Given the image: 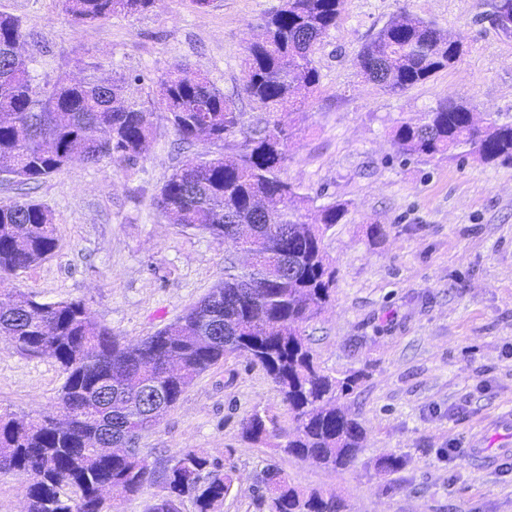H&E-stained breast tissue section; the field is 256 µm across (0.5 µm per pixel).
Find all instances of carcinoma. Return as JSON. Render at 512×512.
Here are the masks:
<instances>
[{
  "label": "carcinoma",
  "mask_w": 512,
  "mask_h": 512,
  "mask_svg": "<svg viewBox=\"0 0 512 512\" xmlns=\"http://www.w3.org/2000/svg\"><path fill=\"white\" fill-rule=\"evenodd\" d=\"M76 23L117 15L142 14L154 0H63ZM343 0H283L263 19L265 38L246 47L242 93L268 117L245 130L236 101L211 80L183 63L171 67L160 83L159 104L180 143L204 138L242 141L212 159H187L166 182L157 206L170 222L221 238L237 248L232 234L242 225L245 242L263 254L261 265L244 270L224 258V281L177 320L127 347L95 322L80 301L41 302L18 288L0 287V336L26 353L55 359L66 374L59 400L62 428L54 416L0 418V472L30 477L26 512H103L97 497L108 483L118 497L140 494L160 479L172 495L148 512H178L189 496L199 512H214L229 494L233 479L207 456L186 450L161 470L144 467L138 453L120 451L125 436L155 427L193 381L248 345L251 363L261 367L293 412L294 428L285 432L275 416L256 410L242 423L253 442L286 437L283 452L311 457L342 468L357 457L363 427L338 400L353 392L356 375L332 378L314 363L301 326L330 299L335 271L326 262L322 240L339 223L345 205L314 199L280 177L292 139L291 115L304 111L319 87L315 47L336 26ZM486 14L503 33L512 23V0H488ZM20 20L0 14V180L17 185L39 182L82 152L85 162L104 159L128 166L144 154L152 124L150 110L124 95L126 78L108 87L88 79L60 78L48 90L33 85L16 43ZM462 40L434 21L403 12L378 30L356 57L357 75L392 92L423 83L455 64ZM276 114L278 118L269 119ZM399 156L477 154L485 162L512 158V126L481 127L472 109L443 97L394 132ZM266 202L271 222L257 220L256 205ZM288 229V239L282 230ZM57 247L51 212L29 200L0 203V284L29 269ZM152 389L157 413L129 425L125 410ZM115 451L102 454L100 443ZM261 498L269 512H343L336 494H304L277 470L268 471Z\"/></svg>",
  "instance_id": "obj_1"
}]
</instances>
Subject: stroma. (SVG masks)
I'll return each instance as SVG.
<instances>
[{
    "label": "stroma",
    "instance_id": "35a3bbf8",
    "mask_svg": "<svg viewBox=\"0 0 512 512\" xmlns=\"http://www.w3.org/2000/svg\"><path fill=\"white\" fill-rule=\"evenodd\" d=\"M280 0H155L145 13L77 25L62 0H0L28 35L20 51L33 83L126 77L125 93L152 109L154 133L135 166L76 161L24 188L0 183V201L48 207L57 247L13 277L41 302L82 301L125 344L173 322L224 279L223 240L169 223L154 203L192 156L223 153L201 140L181 149L156 107L178 62L235 97L243 127L260 117L241 93L242 62ZM487 0H344L317 45L320 86L297 114L281 177L316 204L345 203L323 247L336 281L331 301L302 331L324 373L362 379L343 402L365 432L355 462L331 468L241 435L253 410L292 413L265 372L229 356L202 373L161 422L142 434L152 468L192 448L230 471L216 512H268L267 467L303 493L336 494L345 512H512V160L397 154L393 130L442 97L478 119L512 123V38L485 18ZM461 34L451 68L402 92L363 82L361 47L401 12ZM383 234H373V225ZM65 376L51 357L0 338V413L59 412ZM404 465L389 474L383 458Z\"/></svg>",
    "mask_w": 512,
    "mask_h": 512
}]
</instances>
